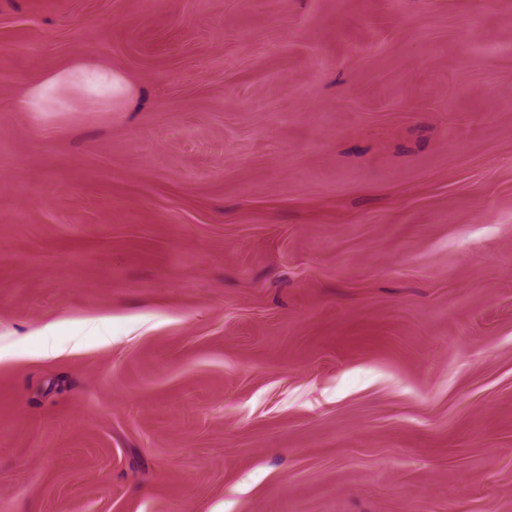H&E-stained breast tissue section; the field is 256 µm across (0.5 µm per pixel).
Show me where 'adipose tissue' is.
<instances>
[{"label":"adipose tissue","mask_w":512,"mask_h":512,"mask_svg":"<svg viewBox=\"0 0 512 512\" xmlns=\"http://www.w3.org/2000/svg\"><path fill=\"white\" fill-rule=\"evenodd\" d=\"M136 92L123 71L80 56L25 85L16 106L22 112H121Z\"/></svg>","instance_id":"ef3b65f1"}]
</instances>
